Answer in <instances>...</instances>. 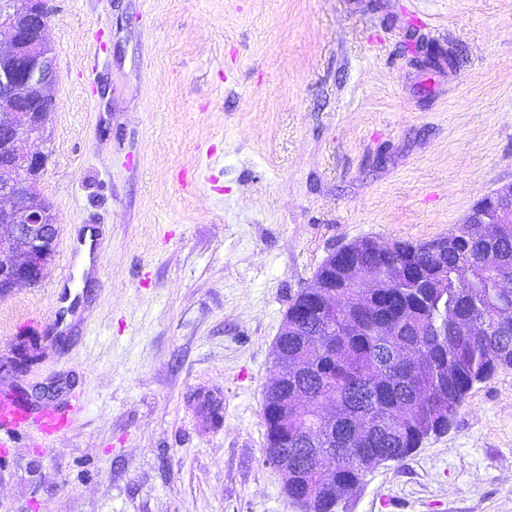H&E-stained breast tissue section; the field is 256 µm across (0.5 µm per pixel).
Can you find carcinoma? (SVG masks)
Listing matches in <instances>:
<instances>
[{
	"label": "carcinoma",
	"mask_w": 512,
	"mask_h": 512,
	"mask_svg": "<svg viewBox=\"0 0 512 512\" xmlns=\"http://www.w3.org/2000/svg\"><path fill=\"white\" fill-rule=\"evenodd\" d=\"M493 253L496 266L484 263ZM404 260L413 277L363 295L355 265L391 276ZM322 288L302 289L288 307L292 328L279 353L306 362L288 385L264 391L266 447H288L296 477L288 494L307 512H339L332 488L355 486L383 457L401 462L452 428L475 385L512 369V224H486L477 240L448 252L432 242L392 244L381 253L366 238L318 269ZM342 297L324 319L313 310Z\"/></svg>",
	"instance_id": "cac0c4a2"
}]
</instances>
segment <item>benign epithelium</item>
Returning <instances> with one entry per match:
<instances>
[{"mask_svg":"<svg viewBox=\"0 0 512 512\" xmlns=\"http://www.w3.org/2000/svg\"><path fill=\"white\" fill-rule=\"evenodd\" d=\"M47 0H0V252L20 242L23 257L0 258V295L22 283L39 282L55 255L59 221L49 201L30 199L44 170L45 155L33 149L48 137L54 110L52 87L58 51L46 39ZM466 224H511L512 184L474 206ZM271 381L277 387L302 365L281 356Z\"/></svg>","mask_w":512,"mask_h":512,"instance_id":"1","label":"benign epithelium"}]
</instances>
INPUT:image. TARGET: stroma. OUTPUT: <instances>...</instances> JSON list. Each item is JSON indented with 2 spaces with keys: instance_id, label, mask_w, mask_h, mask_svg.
<instances>
[{
  "instance_id": "35a3bbf8",
  "label": "stroma",
  "mask_w": 512,
  "mask_h": 512,
  "mask_svg": "<svg viewBox=\"0 0 512 512\" xmlns=\"http://www.w3.org/2000/svg\"><path fill=\"white\" fill-rule=\"evenodd\" d=\"M50 6L60 232L0 296V392L72 427L16 436L0 512H294L264 462L288 306L341 246L446 235L512 184V0ZM344 512H512V370Z\"/></svg>"
}]
</instances>
